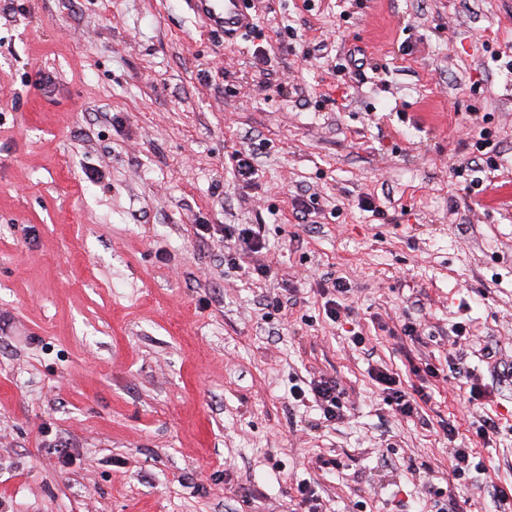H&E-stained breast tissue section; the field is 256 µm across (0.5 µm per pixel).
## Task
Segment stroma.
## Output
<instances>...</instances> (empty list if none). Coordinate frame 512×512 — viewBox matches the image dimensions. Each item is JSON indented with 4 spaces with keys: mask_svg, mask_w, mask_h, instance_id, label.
Here are the masks:
<instances>
[{
    "mask_svg": "<svg viewBox=\"0 0 512 512\" xmlns=\"http://www.w3.org/2000/svg\"><path fill=\"white\" fill-rule=\"evenodd\" d=\"M251 9L228 44L185 0H0V512H304L305 480L318 512H414L429 486L491 512L512 486V6ZM470 133L494 163L455 171ZM228 224L262 252L226 265ZM322 376L339 421L289 395ZM454 447L484 472L455 479ZM373 380L380 386L382 392L386 395L385 400L392 409L401 417L413 419L419 417L422 412L421 402H424L422 391L414 385H409L411 391L402 386L400 379H396L393 374L375 368L373 370Z\"/></svg>",
    "mask_w": 512,
    "mask_h": 512,
    "instance_id": "obj_1",
    "label": "stroma"
}]
</instances>
